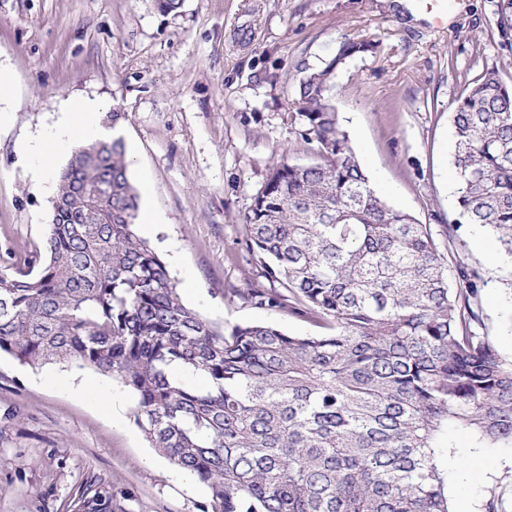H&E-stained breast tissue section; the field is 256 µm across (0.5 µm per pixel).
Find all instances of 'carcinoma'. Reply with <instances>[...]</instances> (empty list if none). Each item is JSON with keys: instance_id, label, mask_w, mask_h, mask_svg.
I'll return each instance as SVG.
<instances>
[{"instance_id": "obj_1", "label": "carcinoma", "mask_w": 512, "mask_h": 512, "mask_svg": "<svg viewBox=\"0 0 512 512\" xmlns=\"http://www.w3.org/2000/svg\"><path fill=\"white\" fill-rule=\"evenodd\" d=\"M374 48L345 40L308 67L290 106L316 160L284 163L243 217L263 276L244 298L327 332H228L182 302L135 232L138 194L115 137L72 149L44 240L0 255V353L119 380L152 447L207 485L201 512H453L452 432L512 448V366L482 331L479 275L430 226L378 195L333 98ZM456 206L512 255V85L465 80L452 117ZM192 369L206 384L175 375Z\"/></svg>"}]
</instances>
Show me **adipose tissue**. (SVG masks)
I'll return each mask as SVG.
<instances>
[{
	"instance_id": "ef3b65f1",
	"label": "adipose tissue",
	"mask_w": 512,
	"mask_h": 512,
	"mask_svg": "<svg viewBox=\"0 0 512 512\" xmlns=\"http://www.w3.org/2000/svg\"><path fill=\"white\" fill-rule=\"evenodd\" d=\"M101 106L90 99L77 100L62 112L56 125L45 134L32 138L24 145L26 154L37 158L39 165L32 172L36 182L45 179V164L49 157L68 153L75 144L92 143L112 138L99 118Z\"/></svg>"
}]
</instances>
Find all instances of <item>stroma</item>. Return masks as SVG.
Segmentation results:
<instances>
[{"label":"stroma","instance_id":"obj_1","mask_svg":"<svg viewBox=\"0 0 512 512\" xmlns=\"http://www.w3.org/2000/svg\"><path fill=\"white\" fill-rule=\"evenodd\" d=\"M434 26L425 0H184L164 14L154 0H0V63L15 83L0 124V247L23 251L51 222L53 184L38 185L21 144L51 128L79 98L124 117L117 130L147 240L183 302L231 328L269 322L317 334L287 310L244 299L270 289L245 245L242 218L268 173L313 153L290 110L302 65L365 39L336 73L339 122L373 188L430 225L439 250L481 277L483 330L512 365V256L489 226L455 206L452 113L464 78L496 68L512 84V28L505 0H442ZM250 33L243 43L242 33ZM52 375L107 387L111 378L75 365L31 368L0 355V512H199V480L152 448L135 423L136 398L119 387V419L62 393ZM95 481L97 501L84 503ZM454 512H512V448H471L458 436L448 477Z\"/></svg>","mask_w":512,"mask_h":512}]
</instances>
